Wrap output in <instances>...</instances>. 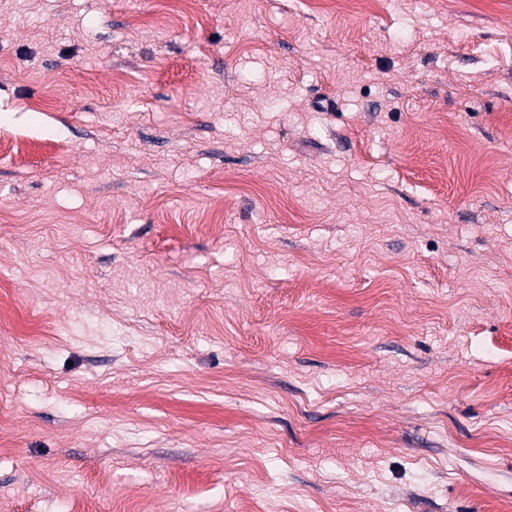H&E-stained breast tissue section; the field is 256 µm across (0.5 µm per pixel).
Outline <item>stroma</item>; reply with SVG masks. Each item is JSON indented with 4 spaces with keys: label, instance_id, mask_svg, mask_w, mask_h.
Segmentation results:
<instances>
[{
    "label": "stroma",
    "instance_id": "35a3bbf8",
    "mask_svg": "<svg viewBox=\"0 0 512 512\" xmlns=\"http://www.w3.org/2000/svg\"><path fill=\"white\" fill-rule=\"evenodd\" d=\"M0 512L512 505V0H0Z\"/></svg>",
    "mask_w": 512,
    "mask_h": 512
}]
</instances>
